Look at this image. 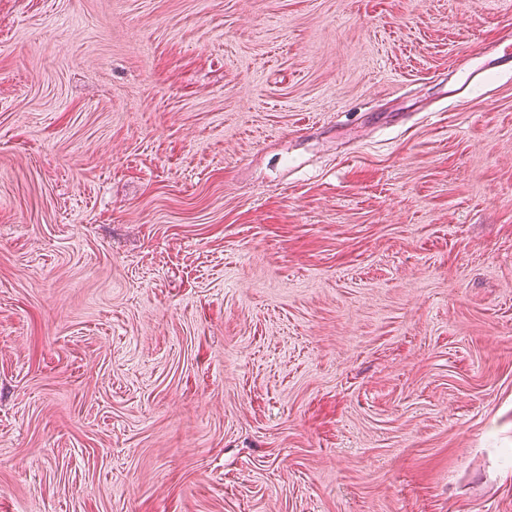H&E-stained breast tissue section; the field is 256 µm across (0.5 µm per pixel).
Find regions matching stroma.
I'll use <instances>...</instances> for the list:
<instances>
[{
	"label": "stroma",
	"mask_w": 512,
	"mask_h": 512,
	"mask_svg": "<svg viewBox=\"0 0 512 512\" xmlns=\"http://www.w3.org/2000/svg\"><path fill=\"white\" fill-rule=\"evenodd\" d=\"M510 30L0 0V512H512Z\"/></svg>",
	"instance_id": "stroma-1"
}]
</instances>
